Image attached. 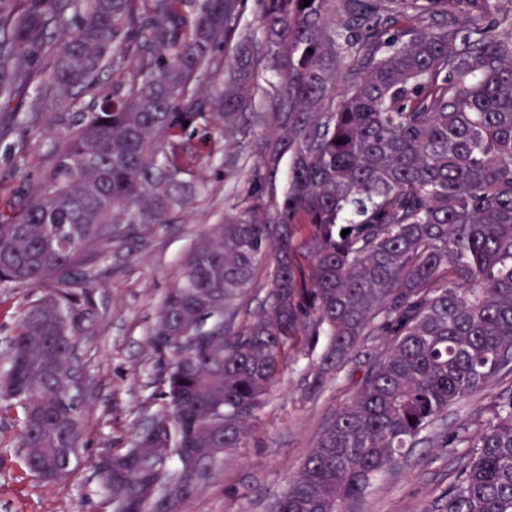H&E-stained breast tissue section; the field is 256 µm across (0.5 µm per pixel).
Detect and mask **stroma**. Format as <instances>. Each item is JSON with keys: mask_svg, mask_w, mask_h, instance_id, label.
<instances>
[{"mask_svg": "<svg viewBox=\"0 0 512 512\" xmlns=\"http://www.w3.org/2000/svg\"><path fill=\"white\" fill-rule=\"evenodd\" d=\"M115 85L106 68L69 107L29 94L17 109L14 125L0 135V203L32 189L65 141L69 114L100 104ZM269 128V123L249 121L235 137L238 162L228 166L223 151L211 149L212 142L223 141L224 132L209 126L196 167L204 192L169 223L152 225L134 240L112 244L95 262L92 279L77 302L86 320L75 336L84 431L74 471L61 483L41 481L28 472L20 450L21 412L0 411V512H110L96 466L107 449L129 447L137 429L162 405L160 378L170 356L156 352L151 340L164 296L183 281L192 247L223 223L225 210L242 206ZM54 289L51 282H0V375L9 366L8 341L15 326ZM384 346L383 337H366L347 368L313 394L306 391L305 379L319 349H289L276 383L250 422L248 440L225 451L212 478L184 503L182 512H270L316 445L326 421L351 398L357 381ZM509 387L511 375L453 405L438 433L454 432ZM456 467V456L434 442H424L408 462L376 482L360 512H443Z\"/></svg>", "mask_w": 512, "mask_h": 512, "instance_id": "1", "label": "stroma"}]
</instances>
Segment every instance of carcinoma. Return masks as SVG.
<instances>
[{
  "label": "carcinoma",
  "mask_w": 512,
  "mask_h": 512,
  "mask_svg": "<svg viewBox=\"0 0 512 512\" xmlns=\"http://www.w3.org/2000/svg\"><path fill=\"white\" fill-rule=\"evenodd\" d=\"M0 0V112L30 90L76 96L108 64L117 92L82 112L24 203L0 205V280L76 283L135 224H163L198 189L189 124L239 126L257 77L282 65L270 159L251 205L191 252L164 297L153 347L173 357L164 404L100 484L113 512H180L224 450L239 448L295 336L328 343L309 386L340 372L365 336L384 352L329 419L275 512H358L448 408L512 373V18L462 31L448 0ZM229 70L213 102L199 77ZM291 158L281 202L258 193ZM311 269L294 262L296 235ZM350 229L346 235L345 229ZM273 258L269 307L237 323L236 297ZM69 294L29 310L9 343L0 409L23 414L30 472L71 474L82 445ZM441 435L463 448L445 512H512V388ZM197 448L195 485H179Z\"/></svg>",
  "instance_id": "obj_1"
}]
</instances>
